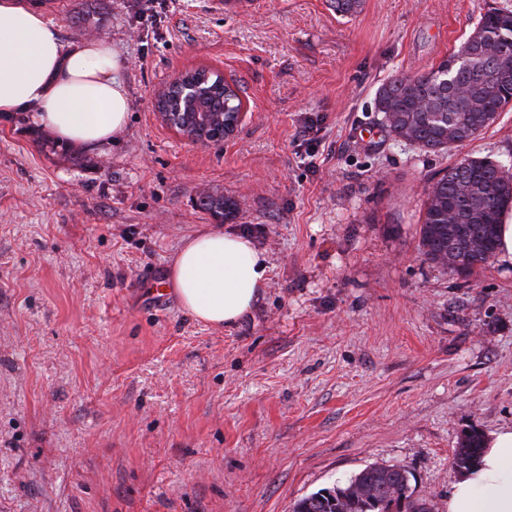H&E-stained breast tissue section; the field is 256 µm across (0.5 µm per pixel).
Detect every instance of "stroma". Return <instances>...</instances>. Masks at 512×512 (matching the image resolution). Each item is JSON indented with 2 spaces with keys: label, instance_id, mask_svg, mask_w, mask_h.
<instances>
[{
  "label": "stroma",
  "instance_id": "obj_1",
  "mask_svg": "<svg viewBox=\"0 0 512 512\" xmlns=\"http://www.w3.org/2000/svg\"><path fill=\"white\" fill-rule=\"evenodd\" d=\"M32 2L65 45L117 52L130 113L106 147L0 116V512H291L372 463L448 512L464 432L512 426V266L426 261L424 191L464 157L512 158V109L430 153L388 138L374 96L512 0ZM199 66L243 90L230 139L185 142L156 110ZM208 228L269 260L224 328L153 298ZM199 206L212 215L224 219H231L238 210V202L224 195L205 194L199 198Z\"/></svg>",
  "mask_w": 512,
  "mask_h": 512
}]
</instances>
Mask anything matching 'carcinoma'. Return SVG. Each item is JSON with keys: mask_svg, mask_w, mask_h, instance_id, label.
<instances>
[{"mask_svg": "<svg viewBox=\"0 0 512 512\" xmlns=\"http://www.w3.org/2000/svg\"><path fill=\"white\" fill-rule=\"evenodd\" d=\"M184 78L202 83L207 95L200 117L192 123L195 139L214 142L224 130V117L239 111L236 82H220L194 70ZM375 110L393 141L426 152L449 150L475 140L512 107V9L490 8L459 51L421 75H397L375 93ZM199 206L221 219L234 217L238 202L205 194ZM512 208V160L467 157L448 168L426 191L419 228L420 251L439 267L443 258L467 256L470 262L449 264L452 276L468 277L489 262L497 248L501 215ZM485 448V436L471 430L455 450L453 465L469 471ZM357 486L350 512H429L415 497L410 473L399 465L371 463L343 484L320 489L299 499L293 512H337L340 498Z\"/></svg>", "mask_w": 512, "mask_h": 512, "instance_id": "carcinoma-1", "label": "carcinoma"}]
</instances>
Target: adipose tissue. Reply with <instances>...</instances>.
<instances>
[{
	"instance_id": "1",
	"label": "adipose tissue",
	"mask_w": 512,
	"mask_h": 512,
	"mask_svg": "<svg viewBox=\"0 0 512 512\" xmlns=\"http://www.w3.org/2000/svg\"><path fill=\"white\" fill-rule=\"evenodd\" d=\"M17 112L75 144L111 142L129 113L113 49L94 40L64 46L32 0H0V115ZM267 273L249 238L207 230L183 242L169 282L191 316L221 327L253 310ZM448 512H512V427L491 434L479 463L454 484Z\"/></svg>"
}]
</instances>
